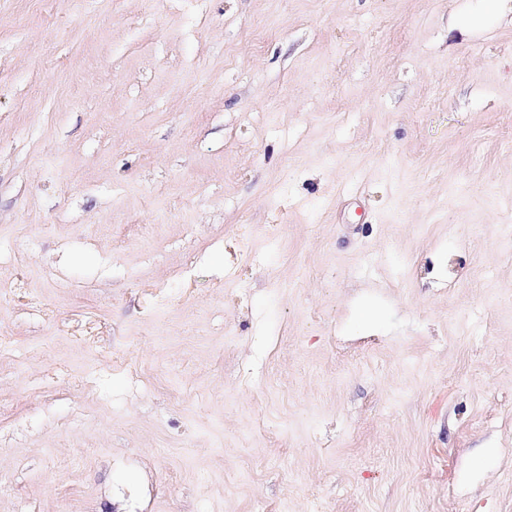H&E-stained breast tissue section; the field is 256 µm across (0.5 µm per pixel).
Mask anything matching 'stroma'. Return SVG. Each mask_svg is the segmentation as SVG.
<instances>
[{
	"mask_svg": "<svg viewBox=\"0 0 512 512\" xmlns=\"http://www.w3.org/2000/svg\"><path fill=\"white\" fill-rule=\"evenodd\" d=\"M0 476L512 512V0H0Z\"/></svg>",
	"mask_w": 512,
	"mask_h": 512,
	"instance_id": "stroma-1",
	"label": "stroma"
}]
</instances>
